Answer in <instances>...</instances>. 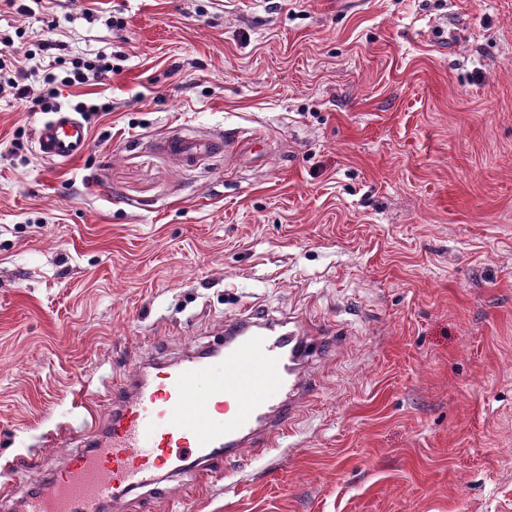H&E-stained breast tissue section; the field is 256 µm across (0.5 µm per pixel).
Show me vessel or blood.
Here are the masks:
<instances>
[{"instance_id":"b4317fda","label":"vessel or blood","mask_w":512,"mask_h":512,"mask_svg":"<svg viewBox=\"0 0 512 512\" xmlns=\"http://www.w3.org/2000/svg\"><path fill=\"white\" fill-rule=\"evenodd\" d=\"M35 141L41 157L69 161L85 152L90 132L59 111L37 127ZM167 148L188 161L205 150L177 132ZM274 324L264 311L247 312L209 352L153 363L151 373L113 385L111 420L78 396L91 418L84 444L24 497L25 512H110L137 491L158 492L170 473L199 475L244 448L285 447L310 396L304 366L312 345L296 328L273 334ZM203 413L216 422L201 426Z\"/></svg>"}]
</instances>
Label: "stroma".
I'll use <instances>...</instances> for the list:
<instances>
[{
	"mask_svg": "<svg viewBox=\"0 0 512 512\" xmlns=\"http://www.w3.org/2000/svg\"><path fill=\"white\" fill-rule=\"evenodd\" d=\"M29 6L0 36L119 71L63 89L112 103L67 164L0 97V458L29 453L0 501L80 447L38 445L76 386L108 416L113 382L264 309L340 334L292 448L155 512H512V0ZM175 130L248 143L185 163Z\"/></svg>",
	"mask_w": 512,
	"mask_h": 512,
	"instance_id": "obj_1",
	"label": "stroma"
}]
</instances>
